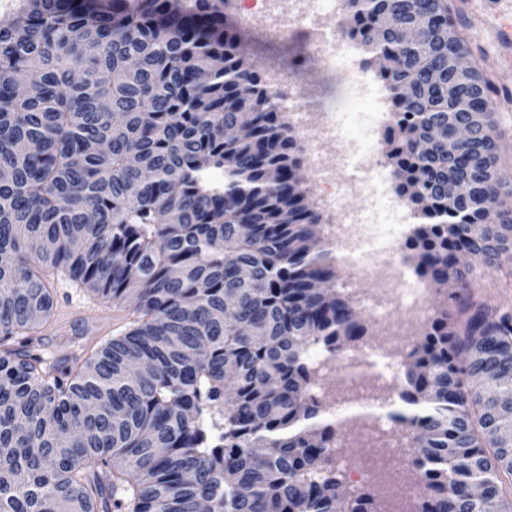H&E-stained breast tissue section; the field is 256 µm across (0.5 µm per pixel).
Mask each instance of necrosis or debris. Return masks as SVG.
I'll return each mask as SVG.
<instances>
[{"instance_id": "obj_1", "label": "necrosis or debris", "mask_w": 512, "mask_h": 512, "mask_svg": "<svg viewBox=\"0 0 512 512\" xmlns=\"http://www.w3.org/2000/svg\"><path fill=\"white\" fill-rule=\"evenodd\" d=\"M345 3L346 0H290L284 11L279 0H251L242 21L271 39L286 37L295 28L304 29L310 52L340 65L353 84L365 88L373 78L364 59L348 57L344 39L336 34ZM285 108L302 138L331 139L336 143L335 156H314L309 173L321 201L340 212L339 222L328 224L327 237L346 253L348 287L360 289L362 305L373 319L394 316L399 320L380 349L385 360L382 369L366 378H351L341 394L358 403H386L396 388L392 364L412 341L405 325L426 320L429 314L426 285L395 260L406 238L404 226L412 222L413 215L394 198L373 151V136L383 131L390 116L387 96L382 93L370 99L363 115L368 129L364 138L348 129L344 120L330 119L323 112L306 108L294 96H286ZM366 433L380 446L390 448L391 454L387 463L357 473V480L377 490L380 512H414L411 500L382 491L386 473L404 456L406 441L402 430L379 417Z\"/></svg>"}]
</instances>
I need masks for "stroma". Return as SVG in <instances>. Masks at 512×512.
I'll list each match as a JSON object with an SVG mask.
<instances>
[{"label":"stroma","instance_id":"1","mask_svg":"<svg viewBox=\"0 0 512 512\" xmlns=\"http://www.w3.org/2000/svg\"><path fill=\"white\" fill-rule=\"evenodd\" d=\"M464 24V33L475 60L487 77L501 91L512 92V60L498 48V15L504 0H455ZM247 47L263 65L274 67L298 79L300 101L315 102L318 110L331 113L358 112L362 106L350 91L341 72L304 49L303 40L290 36L271 42L258 33L248 35ZM502 182L500 197L512 210V101H500L494 116ZM512 271V256L502 255L499 268L476 267L464 294L485 303L496 312L512 313V287L506 286ZM57 310L73 309L68 320L54 319L45 332L49 353L61 356L78 348H98L106 339L123 335L130 329L133 302L116 305L72 287L68 282L56 286ZM373 443L353 438L337 449L336 466L341 472L346 496L365 492L364 484L353 474L362 461L376 455Z\"/></svg>","mask_w":512,"mask_h":512}]
</instances>
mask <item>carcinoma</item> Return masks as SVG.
Instances as JSON below:
<instances>
[{
    "mask_svg": "<svg viewBox=\"0 0 512 512\" xmlns=\"http://www.w3.org/2000/svg\"><path fill=\"white\" fill-rule=\"evenodd\" d=\"M229 2L14 0L0 21V512H371L364 493L338 498L309 361L365 326ZM347 2L341 33L388 93L415 273L465 288L512 252L497 89L459 66L472 54L448 0ZM60 278L138 319L44 356ZM452 300L403 360L419 512H512V314Z\"/></svg>",
    "mask_w": 512,
    "mask_h": 512,
    "instance_id": "1",
    "label": "carcinoma"
}]
</instances>
